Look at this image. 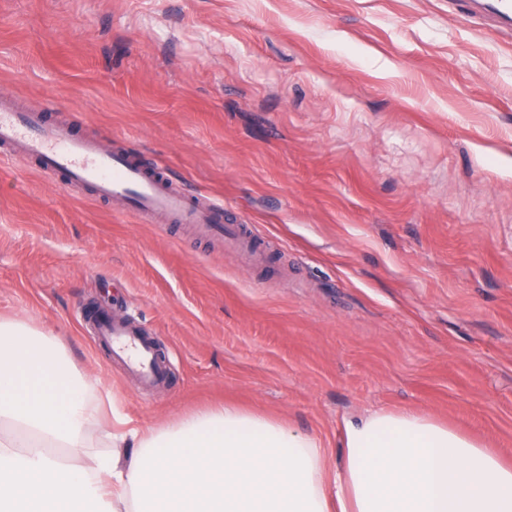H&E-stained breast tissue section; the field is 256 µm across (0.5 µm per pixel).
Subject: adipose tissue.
Returning a JSON list of instances; mask_svg holds the SVG:
<instances>
[{
    "label": "adipose tissue",
    "instance_id": "1",
    "mask_svg": "<svg viewBox=\"0 0 512 512\" xmlns=\"http://www.w3.org/2000/svg\"><path fill=\"white\" fill-rule=\"evenodd\" d=\"M56 337L0 321V512H512V462L416 412L318 438L224 405L161 429L126 420L86 450L99 404Z\"/></svg>",
    "mask_w": 512,
    "mask_h": 512
}]
</instances>
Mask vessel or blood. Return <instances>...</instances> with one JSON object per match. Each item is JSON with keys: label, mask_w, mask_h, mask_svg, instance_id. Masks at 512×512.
<instances>
[{"label": "vessel or blood", "mask_w": 512, "mask_h": 512, "mask_svg": "<svg viewBox=\"0 0 512 512\" xmlns=\"http://www.w3.org/2000/svg\"><path fill=\"white\" fill-rule=\"evenodd\" d=\"M0 147L13 158L62 174L69 185L91 187L100 199L121 201L132 213L167 224H201L219 242L256 241L248 225L225 223L222 203L188 196L164 172L147 169L126 151L108 149L68 125L51 122L44 113L19 111L13 95L5 92L0 93ZM91 329L145 385L164 381L165 370L152 341L133 322L101 314Z\"/></svg>", "instance_id": "obj_1"}]
</instances>
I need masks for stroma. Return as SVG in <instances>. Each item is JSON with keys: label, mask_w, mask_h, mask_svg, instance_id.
<instances>
[{"label": "stroma", "mask_w": 512, "mask_h": 512, "mask_svg": "<svg viewBox=\"0 0 512 512\" xmlns=\"http://www.w3.org/2000/svg\"><path fill=\"white\" fill-rule=\"evenodd\" d=\"M250 224L265 260L0 157V319L146 427L228 403L341 454L412 411L512 459V31L466 0H0V91ZM135 322L143 387L90 333Z\"/></svg>", "instance_id": "stroma-1"}]
</instances>
